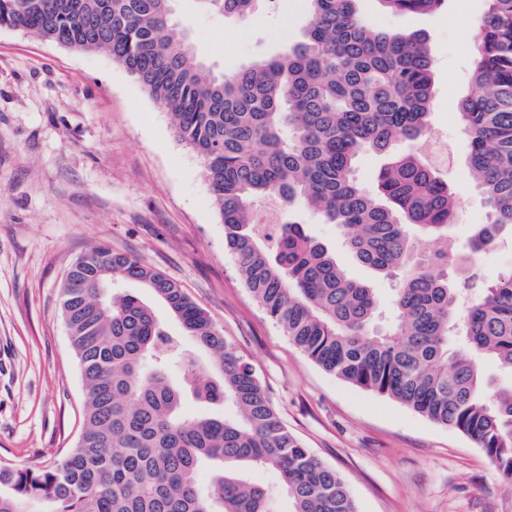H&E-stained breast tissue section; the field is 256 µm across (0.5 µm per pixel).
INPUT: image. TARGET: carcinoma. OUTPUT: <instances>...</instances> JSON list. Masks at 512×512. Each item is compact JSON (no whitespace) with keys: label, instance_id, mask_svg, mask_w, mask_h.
Instances as JSON below:
<instances>
[{"label":"carcinoma","instance_id":"carcinoma-1","mask_svg":"<svg viewBox=\"0 0 512 512\" xmlns=\"http://www.w3.org/2000/svg\"><path fill=\"white\" fill-rule=\"evenodd\" d=\"M200 2L243 21L260 0ZM305 2L300 41L232 75L195 60L173 0H0V28L112 56L203 159L224 248L291 344L337 378L468 436L512 486V388L489 393L481 372L491 361L512 375V265L487 280L477 263L512 243V0H488L473 92L460 104L472 180L493 214L465 252L449 233L456 195L425 155L390 157L372 190L355 177L364 151L430 136L425 39L368 27L355 0ZM380 2L430 14L447 0ZM269 199L314 210L359 264L394 282L386 328L373 289L304 225L259 223L257 204ZM425 238L438 246L421 254ZM111 279L152 291L180 332L134 295L101 296ZM61 314L86 391L82 433L48 469L1 465L0 512H274V491L245 477L252 467L278 475L291 512H356L344 479L281 421L252 364L162 273L94 249L72 264ZM193 347L210 354L211 371ZM175 365L197 398L234 416L185 417Z\"/></svg>","mask_w":512,"mask_h":512}]
</instances>
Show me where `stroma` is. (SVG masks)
I'll list each match as a JSON object with an SVG mask.
<instances>
[{
    "label": "stroma",
    "instance_id": "1",
    "mask_svg": "<svg viewBox=\"0 0 512 512\" xmlns=\"http://www.w3.org/2000/svg\"><path fill=\"white\" fill-rule=\"evenodd\" d=\"M371 25L426 36L434 59L431 127L454 156L440 170L459 200L455 242L491 220L456 116L471 91L473 46L486 0H449L430 15L358 0ZM196 58L231 73L297 43L303 0L261 4L230 23L176 0ZM355 280L359 265L336 226L295 211ZM100 246L128 251L204 308L256 369L281 420L345 480L357 512H512V487L470 438L326 373L289 341L246 288L224 249V226L200 157L178 141L164 109L111 57L0 29V463L38 469L79 437L84 389L60 310L75 259Z\"/></svg>",
    "mask_w": 512,
    "mask_h": 512
}]
</instances>
